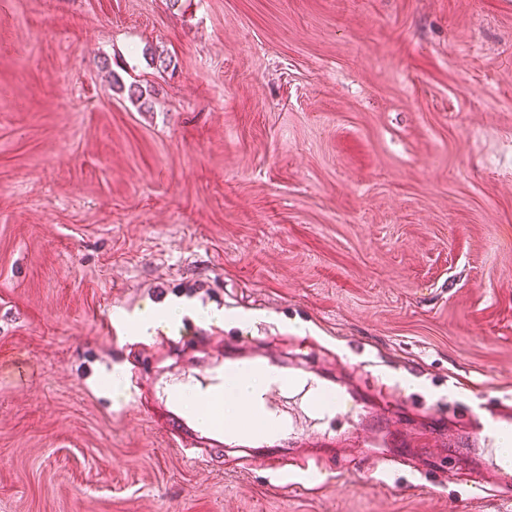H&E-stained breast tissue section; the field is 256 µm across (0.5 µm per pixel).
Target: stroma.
<instances>
[{
    "mask_svg": "<svg viewBox=\"0 0 512 512\" xmlns=\"http://www.w3.org/2000/svg\"><path fill=\"white\" fill-rule=\"evenodd\" d=\"M167 300L187 338L140 345ZM245 352L348 381L412 457L293 402L336 447L192 461L125 394ZM492 397L512 0H0V512H512L424 420ZM185 308L184 304L173 303L164 308L152 310L139 317L137 321V329L140 334L147 336L161 323L168 321L177 316L179 311H183Z\"/></svg>",
    "mask_w": 512,
    "mask_h": 512,
    "instance_id": "1",
    "label": "stroma"
}]
</instances>
